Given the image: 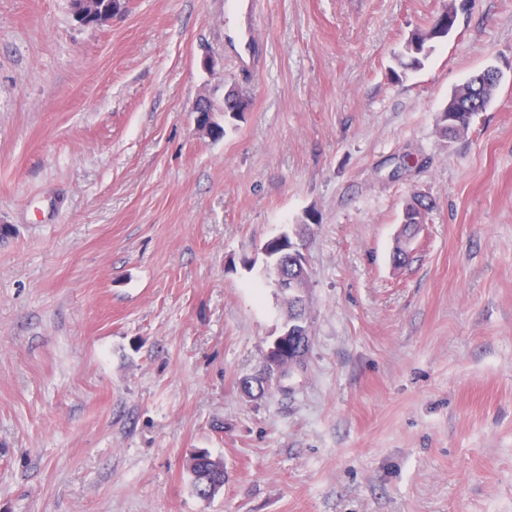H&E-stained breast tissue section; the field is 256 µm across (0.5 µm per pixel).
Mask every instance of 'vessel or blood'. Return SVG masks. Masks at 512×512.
I'll return each mask as SVG.
<instances>
[{
    "label": "vessel or blood",
    "instance_id": "obj_1",
    "mask_svg": "<svg viewBox=\"0 0 512 512\" xmlns=\"http://www.w3.org/2000/svg\"><path fill=\"white\" fill-rule=\"evenodd\" d=\"M258 6V0H224V54L243 77L257 72L267 54Z\"/></svg>",
    "mask_w": 512,
    "mask_h": 512
}]
</instances>
